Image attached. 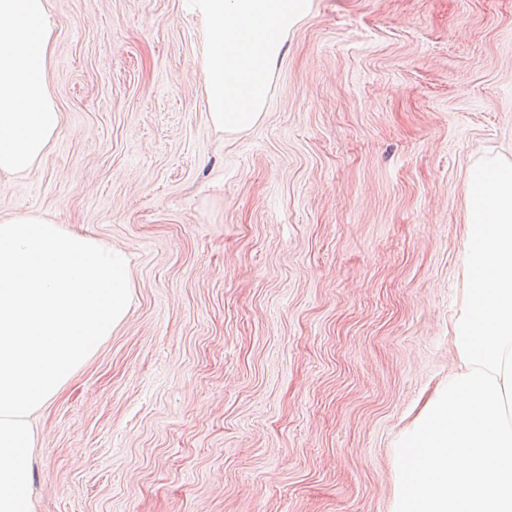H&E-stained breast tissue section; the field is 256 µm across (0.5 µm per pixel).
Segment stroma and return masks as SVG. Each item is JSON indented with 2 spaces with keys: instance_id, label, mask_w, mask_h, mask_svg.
<instances>
[{
  "instance_id": "1",
  "label": "stroma",
  "mask_w": 512,
  "mask_h": 512,
  "mask_svg": "<svg viewBox=\"0 0 512 512\" xmlns=\"http://www.w3.org/2000/svg\"><path fill=\"white\" fill-rule=\"evenodd\" d=\"M66 122L0 214L132 257L36 418V512H390L455 366L468 168L512 158V0H314L265 117L207 120L190 0H50Z\"/></svg>"
}]
</instances>
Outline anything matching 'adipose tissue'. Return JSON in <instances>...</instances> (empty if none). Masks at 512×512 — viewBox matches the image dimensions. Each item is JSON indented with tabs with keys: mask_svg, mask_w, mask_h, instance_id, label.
Returning <instances> with one entry per match:
<instances>
[{
	"mask_svg": "<svg viewBox=\"0 0 512 512\" xmlns=\"http://www.w3.org/2000/svg\"><path fill=\"white\" fill-rule=\"evenodd\" d=\"M204 21L201 71L217 130L253 128L268 106L274 69L313 0H191ZM49 0H0V176L30 173L65 116L49 83L55 49Z\"/></svg>",
	"mask_w": 512,
	"mask_h": 512,
	"instance_id": "ef3b65f1",
	"label": "adipose tissue"
}]
</instances>
